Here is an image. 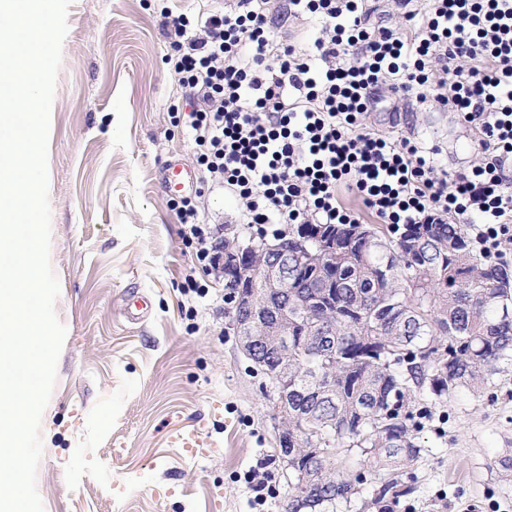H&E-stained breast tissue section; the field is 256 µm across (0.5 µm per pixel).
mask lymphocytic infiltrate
Instances as JSON below:
<instances>
[{
	"instance_id": "obj_1",
	"label": "lymphocytic infiltrate",
	"mask_w": 512,
	"mask_h": 512,
	"mask_svg": "<svg viewBox=\"0 0 512 512\" xmlns=\"http://www.w3.org/2000/svg\"><path fill=\"white\" fill-rule=\"evenodd\" d=\"M289 2L320 21L312 45L270 35L268 0L165 17L206 184L235 195L246 224L359 223L344 186L381 223L462 216L475 248L500 252L512 240V0H427L420 12L394 0L385 24L372 23L368 0ZM386 86L475 129L471 168L438 173L429 148L368 127ZM174 207L196 261L215 271L219 237L196 200Z\"/></svg>"
}]
</instances>
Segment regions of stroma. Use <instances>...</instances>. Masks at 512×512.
Returning <instances> with one entry per match:
<instances>
[{"label": "stroma", "instance_id": "stroma-1", "mask_svg": "<svg viewBox=\"0 0 512 512\" xmlns=\"http://www.w3.org/2000/svg\"><path fill=\"white\" fill-rule=\"evenodd\" d=\"M201 0H73L57 73L48 147L51 266L67 330L42 415L36 485L45 512H284L271 380L247 359L224 314V287L194 267L165 188L169 161L201 173L177 112L191 105L166 60L164 12ZM274 34L310 43L319 23L270 0ZM372 112L379 133L436 147L438 168L468 167L477 134L430 102ZM210 225L241 236L237 199L205 192ZM208 288L199 296L194 284ZM149 302L138 321L125 313ZM492 395L432 405L410 466L412 492L393 512H512V482L492 463L512 442V370ZM211 446L191 457L174 435ZM274 487L264 504L253 483Z\"/></svg>", "mask_w": 512, "mask_h": 512}]
</instances>
